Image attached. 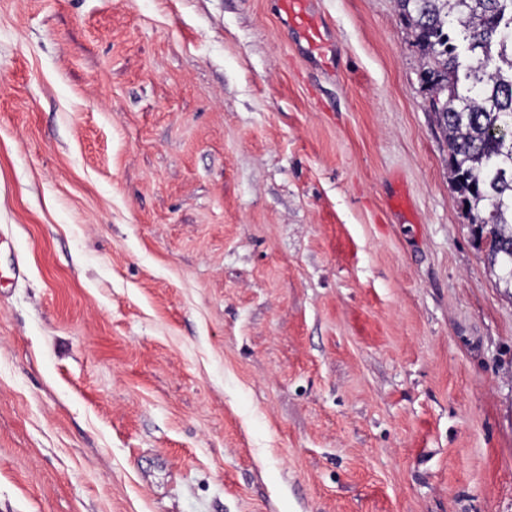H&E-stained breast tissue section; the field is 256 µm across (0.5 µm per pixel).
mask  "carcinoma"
<instances>
[{"instance_id": "obj_1", "label": "carcinoma", "mask_w": 512, "mask_h": 512, "mask_svg": "<svg viewBox=\"0 0 512 512\" xmlns=\"http://www.w3.org/2000/svg\"><path fill=\"white\" fill-rule=\"evenodd\" d=\"M448 146V182L490 234L483 251L512 288V0H394Z\"/></svg>"}]
</instances>
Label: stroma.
Returning <instances> with one entry per match:
<instances>
[{"label":"stroma","mask_w":512,"mask_h":512,"mask_svg":"<svg viewBox=\"0 0 512 512\" xmlns=\"http://www.w3.org/2000/svg\"><path fill=\"white\" fill-rule=\"evenodd\" d=\"M0 0V512H512V297L394 0ZM280 9L303 42V50L312 57L325 58L335 53L327 30L310 9V0H279Z\"/></svg>","instance_id":"obj_1"}]
</instances>
